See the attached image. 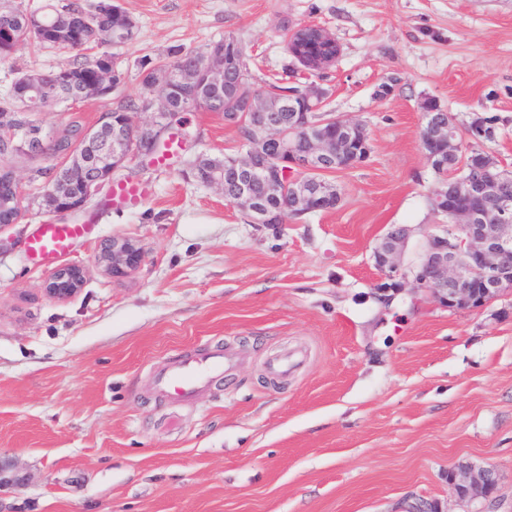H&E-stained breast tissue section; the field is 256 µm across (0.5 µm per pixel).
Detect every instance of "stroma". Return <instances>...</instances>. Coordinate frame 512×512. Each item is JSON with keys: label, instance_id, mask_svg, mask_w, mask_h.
<instances>
[{"label": "stroma", "instance_id": "1", "mask_svg": "<svg viewBox=\"0 0 512 512\" xmlns=\"http://www.w3.org/2000/svg\"><path fill=\"white\" fill-rule=\"evenodd\" d=\"M137 39L121 51L124 94L171 50L235 33L257 82H317L327 110L360 120L369 161L328 174L338 206L271 229L185 179L197 154L239 153L215 112L186 115L165 165L122 169L156 193L137 210L103 188L64 223L95 225L63 257L84 272L65 300L27 241L54 221L33 184L20 223L0 231V467L16 479L0 512H471L448 488L458 466L493 468L487 512H512V291L451 312L404 291L378 299L372 252L410 231L413 261L439 223L440 178L421 144V103L458 123L498 117L483 149L512 170V0H119ZM314 23L338 43L320 78L288 54L286 29ZM70 52L25 45L0 63V98L20 69L65 67ZM394 86L378 98L377 87ZM89 99L37 114L44 131L99 122ZM123 237L143 259L115 276L96 261ZM228 350L234 364L195 400L162 397L155 376L179 357ZM298 361L266 385L284 353Z\"/></svg>", "mask_w": 512, "mask_h": 512}]
</instances>
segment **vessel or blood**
Instances as JSON below:
<instances>
[{"mask_svg":"<svg viewBox=\"0 0 512 512\" xmlns=\"http://www.w3.org/2000/svg\"><path fill=\"white\" fill-rule=\"evenodd\" d=\"M154 195L150 183L137 182L114 186L112 203L134 209L150 200ZM92 233L88 224L39 225L28 250L36 262L51 263L66 255L73 243L87 238ZM233 363L230 353L213 351L198 357H187L161 374L157 385L161 392L183 400L194 399L210 380L228 370Z\"/></svg>","mask_w":512,"mask_h":512,"instance_id":"obj_1","label":"vessel or blood"}]
</instances>
